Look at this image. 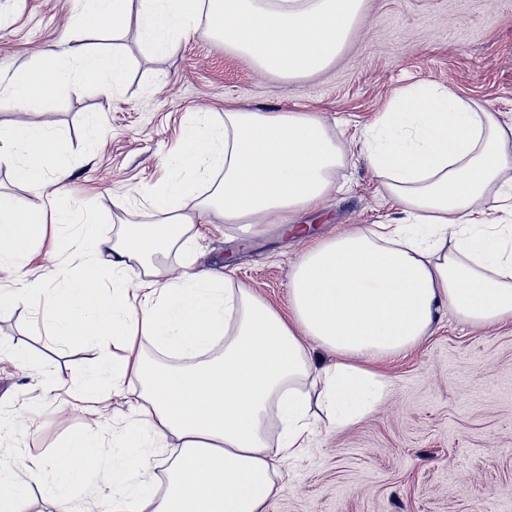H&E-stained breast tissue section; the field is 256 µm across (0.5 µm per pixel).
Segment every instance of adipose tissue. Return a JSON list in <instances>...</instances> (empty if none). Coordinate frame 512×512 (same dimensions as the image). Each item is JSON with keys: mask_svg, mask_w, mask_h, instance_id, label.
<instances>
[{"mask_svg": "<svg viewBox=\"0 0 512 512\" xmlns=\"http://www.w3.org/2000/svg\"><path fill=\"white\" fill-rule=\"evenodd\" d=\"M363 0H84L77 23L87 32L122 30L136 18L150 54L171 55L178 35L207 20L225 45L262 70L293 78L321 72L344 48ZM127 68L119 51L49 53L42 67L18 71L12 95H43L42 72L64 75L73 95L87 86L116 90ZM177 173L153 188L158 218L126 222L118 239L94 220L55 223L72 233L57 251L81 245L106 268L93 284L87 267L60 262L29 278L27 266L42 235L40 212L0 193V270L19 285L0 286V311L40 308L54 335L104 347L85 386L122 393L125 381L149 404L124 429L114 454L90 431L70 436L63 453L0 464V512H18L24 477L46 478L57 512H77L82 481L74 461L101 473L111 497L95 512H268L283 461L300 456L314 433L305 386H320L329 428L356 422L387 388L379 365L417 347L447 313L472 327L512 322V134L498 113L447 87L420 83L393 97L367 127L361 144L369 168L404 216L399 224L349 228L310 245L289 275L290 315L214 273L163 272L153 262L182 240L196 212L216 204L228 224L263 231L291 214L322 206L345 164L350 142L332 139L313 112H224L213 126L201 112L183 129ZM60 134L24 123L0 126V164L42 189L69 176L53 158ZM218 171L211 201L197 180ZM142 263L146 282L129 301L126 272ZM122 339L128 353H109ZM330 356L318 364L316 352ZM277 445H270V438ZM172 461L158 457L168 439Z\"/></svg>", "mask_w": 512, "mask_h": 512, "instance_id": "adipose-tissue-1", "label": "adipose tissue"}]
</instances>
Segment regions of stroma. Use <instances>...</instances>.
Instances as JSON below:
<instances>
[{"instance_id":"35a3bbf8","label":"stroma","mask_w":512,"mask_h":512,"mask_svg":"<svg viewBox=\"0 0 512 512\" xmlns=\"http://www.w3.org/2000/svg\"><path fill=\"white\" fill-rule=\"evenodd\" d=\"M64 0H0V124L25 121L63 135L71 172L58 188L37 190L0 164V191L49 216L34 275L58 262L50 239L62 204L90 205L101 232L119 237L126 220H155L154 185L172 176L184 125L196 113L222 122L225 106L262 112H318L330 133L360 138L394 95L434 82L512 120V0H364L351 38L321 73L287 79L260 70L224 45L207 22L181 38L176 54L147 58L137 24L119 34L68 27ZM91 47L121 51L128 67L110 95L88 88L21 105L9 91L14 72L43 51ZM104 133L89 137L91 120ZM398 206L360 153L348 157L319 209L262 233L228 224L209 208L189 225L191 254L170 247L163 269L218 272L288 314V276L315 241L352 227L400 219ZM101 358L95 345L51 335L41 309L0 312V418L27 409L32 434L0 443V460L57 453L75 432L111 437L137 418L138 383L120 396L84 394ZM62 384L48 393L41 370ZM386 398L357 423L322 430L312 448L284 462L269 512H512V323L483 331L448 317L413 351L386 364Z\"/></svg>"}]
</instances>
